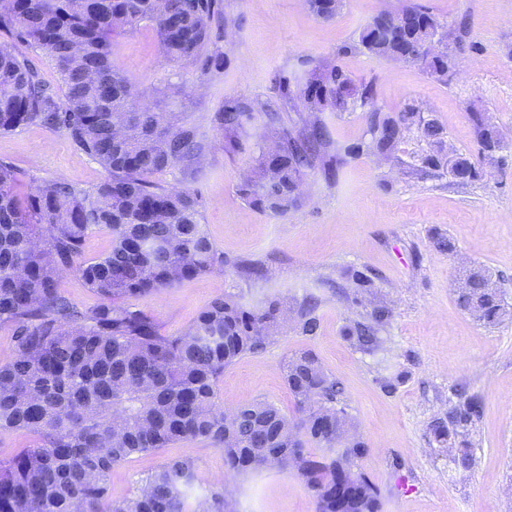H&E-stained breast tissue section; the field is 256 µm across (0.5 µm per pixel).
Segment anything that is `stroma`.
I'll use <instances>...</instances> for the list:
<instances>
[{"label": "stroma", "mask_w": 512, "mask_h": 512, "mask_svg": "<svg viewBox=\"0 0 512 512\" xmlns=\"http://www.w3.org/2000/svg\"><path fill=\"white\" fill-rule=\"evenodd\" d=\"M414 3L445 25L466 20L461 64L447 82L415 63L355 50L360 30L378 13ZM238 19L217 44L219 68L168 60L148 26L118 36L112 59L133 81L142 103L179 112L206 143L197 169L153 175L156 184L195 194L205 228L225 262L213 271L135 299L162 334L187 329L214 298L232 294L249 306L278 301L287 315L265 350L225 368L218 384L225 409L266 401L286 415L296 405L282 372L286 356L312 350L344 389L352 432L369 448L358 462L380 492L381 512H512V313L489 326L458 301L459 280L471 268L488 270L512 310V166L483 163L468 185L448 175L426 176L416 165L430 150L417 128L404 134L398 159L350 155L332 177L309 172L299 205L283 215L254 208L241 194L255 160L252 143L267 139L263 125L248 132L244 150H224L212 123L231 99L271 95L274 74L306 75L340 65L372 85L377 106L394 116L415 104L439 123L448 149L478 159L471 115H488L512 143V0H344L335 18H316L304 0H223ZM333 143L367 140L363 111L321 115ZM0 158L24 175L22 190L60 178L88 188L105 170L71 144L64 132L32 125L0 133ZM451 238L455 253L438 249ZM375 275L370 292L347 295L352 270ZM319 300L316 335H303L296 312ZM390 311L380 345L362 351L345 337L374 306ZM483 399L469 427L470 468L457 466L458 443L437 442L435 420H447L455 391ZM174 459L196 464L199 486H229L231 512H318L314 491L293 468L268 467L226 475L224 455L208 444L179 442L133 456L113 468L110 495L130 497L140 478Z\"/></svg>", "instance_id": "obj_1"}]
</instances>
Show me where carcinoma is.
I'll use <instances>...</instances> for the list:
<instances>
[{
  "instance_id": "obj_1",
  "label": "carcinoma",
  "mask_w": 512,
  "mask_h": 512,
  "mask_svg": "<svg viewBox=\"0 0 512 512\" xmlns=\"http://www.w3.org/2000/svg\"><path fill=\"white\" fill-rule=\"evenodd\" d=\"M318 18L336 15V0H306ZM221 17L219 0H9L0 8V33L45 50L61 82L58 97L33 62L0 42V133L28 125L64 132L72 145L97 162L107 177L92 189L44 180L26 195L20 172L0 160V326L13 332L15 358L0 364V433L24 430L36 442L0 459V512H228L224 489L193 495L196 465L176 459L142 480L134 497L112 502V468L133 456L181 441L206 443L224 453L229 469L245 472L271 458L297 467L316 494L318 512H380L379 493L356 460L365 442L336 428L344 409L343 388L315 354L287 358L284 381L299 416L290 419L266 402L224 411L218 382L224 368L265 349L259 329L280 316L278 303L249 308L234 296L212 300L183 332L166 336L155 318L128 300L173 288L223 262L202 224L195 196L148 180L179 164L200 162L204 145L182 123L181 113L137 103L131 80L112 64V38L153 27L162 52L183 63L212 66L222 59L212 39ZM442 24L420 6L383 11L360 31L355 49L371 56L419 64L446 82L448 55L425 47ZM296 90H291V85ZM275 100H229L215 122L225 147L243 149L241 135L263 122L274 145L259 148L242 194L255 208L285 214L298 206L299 184L309 172L333 167L332 140L319 118L295 129L280 111L311 106L312 112L369 113L370 140L344 149L384 159L399 152L405 130L417 125L437 150L421 169L442 175L461 167V183L480 177L471 158H451L443 130L421 119L414 106L381 114L372 85L358 83L342 67L323 64L304 80L274 79ZM484 159L501 161L509 150L489 117L472 114ZM106 230L103 256L82 259L87 238ZM77 273L100 303L79 308L62 295L57 278ZM460 306L495 324L509 314L492 276L472 269L459 289ZM317 299L299 309L302 334L318 329ZM390 311L376 306L371 322L356 323L349 339L363 351L378 346ZM478 395L460 396L448 423L433 425L435 438L460 435L482 410ZM323 448L316 457L308 448Z\"/></svg>"
}]
</instances>
